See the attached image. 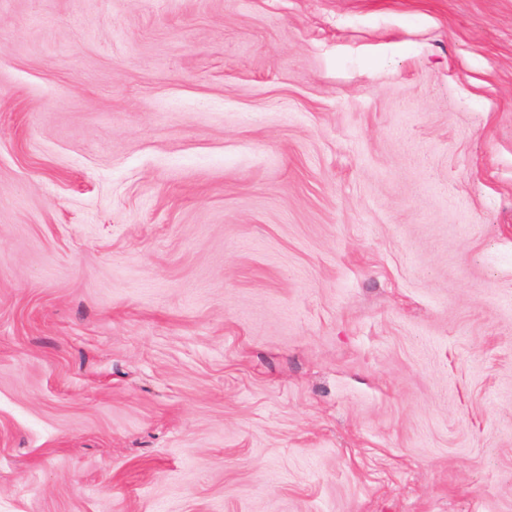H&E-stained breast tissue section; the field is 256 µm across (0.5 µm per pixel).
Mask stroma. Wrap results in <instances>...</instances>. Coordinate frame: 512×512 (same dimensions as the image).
Listing matches in <instances>:
<instances>
[{
    "label": "stroma",
    "mask_w": 512,
    "mask_h": 512,
    "mask_svg": "<svg viewBox=\"0 0 512 512\" xmlns=\"http://www.w3.org/2000/svg\"><path fill=\"white\" fill-rule=\"evenodd\" d=\"M0 512H512V0H0Z\"/></svg>",
    "instance_id": "1"
}]
</instances>
